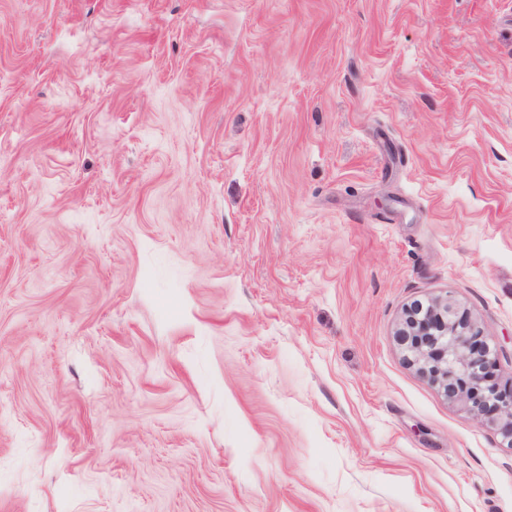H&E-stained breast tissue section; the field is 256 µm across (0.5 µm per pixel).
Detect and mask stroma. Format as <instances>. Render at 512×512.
<instances>
[{
  "instance_id": "35a3bbf8",
  "label": "stroma",
  "mask_w": 512,
  "mask_h": 512,
  "mask_svg": "<svg viewBox=\"0 0 512 512\" xmlns=\"http://www.w3.org/2000/svg\"><path fill=\"white\" fill-rule=\"evenodd\" d=\"M438 296L512 378V0H0V512H512ZM412 365L451 401L497 428L512 447V381L497 376L498 352L483 329L448 298L410 307L398 331Z\"/></svg>"
}]
</instances>
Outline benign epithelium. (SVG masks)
Here are the masks:
<instances>
[{
    "instance_id": "1",
    "label": "benign epithelium",
    "mask_w": 512,
    "mask_h": 512,
    "mask_svg": "<svg viewBox=\"0 0 512 512\" xmlns=\"http://www.w3.org/2000/svg\"><path fill=\"white\" fill-rule=\"evenodd\" d=\"M398 340L412 365L449 400L464 403L512 447V382L499 381L498 352L466 312L447 298L413 306Z\"/></svg>"
}]
</instances>
